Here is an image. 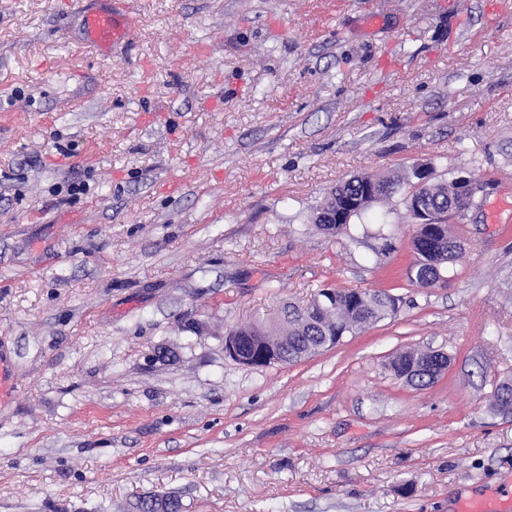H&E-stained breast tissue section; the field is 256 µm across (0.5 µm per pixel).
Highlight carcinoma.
Wrapping results in <instances>:
<instances>
[{
  "label": "carcinoma",
  "mask_w": 512,
  "mask_h": 512,
  "mask_svg": "<svg viewBox=\"0 0 512 512\" xmlns=\"http://www.w3.org/2000/svg\"><path fill=\"white\" fill-rule=\"evenodd\" d=\"M403 194V203L408 199L422 196L434 210L437 221L448 224L459 219L473 206L464 202L456 193L453 181H435L424 187H417L411 175L402 178L380 177L372 174L357 175L332 188L324 197L310 217L311 223L324 233L335 236L348 228L346 224H319L318 212L326 211L338 205L344 197H362L360 215L373 204ZM454 244L413 239L415 260L409 269V279L421 286L431 285L440 272L448 266L459 262L465 252L464 244L458 237H453ZM317 310L318 316L307 317L308 309ZM398 299L383 291L357 292L337 289L333 295L318 292L305 305L285 303L280 310L281 327L276 335L285 337V344L280 346V359L291 363L298 359V354L319 336H334L341 341L343 336L354 334L365 326L380 322L397 312ZM512 391V381L506 379L497 384L492 394V408L499 412L505 402V395Z\"/></svg>",
  "instance_id": "obj_1"
}]
</instances>
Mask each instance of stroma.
Returning a JSON list of instances; mask_svg holds the SVG:
<instances>
[{
  "instance_id": "obj_1",
  "label": "stroma",
  "mask_w": 512,
  "mask_h": 512,
  "mask_svg": "<svg viewBox=\"0 0 512 512\" xmlns=\"http://www.w3.org/2000/svg\"><path fill=\"white\" fill-rule=\"evenodd\" d=\"M94 2L0 0V512H512V0H121L135 40L107 56ZM417 165L479 187L430 287L400 197L309 221ZM326 287L397 315L291 364L225 357ZM410 349L447 370L396 378Z\"/></svg>"
}]
</instances>
